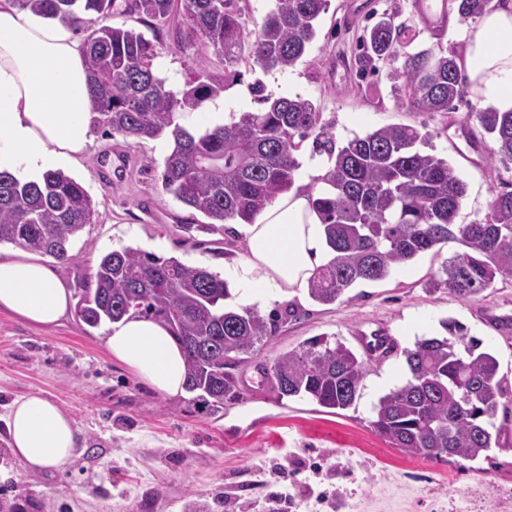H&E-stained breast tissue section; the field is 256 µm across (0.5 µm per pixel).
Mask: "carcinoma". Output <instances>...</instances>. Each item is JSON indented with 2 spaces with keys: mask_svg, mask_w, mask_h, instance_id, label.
I'll list each match as a JSON object with an SVG mask.
<instances>
[{
  "mask_svg": "<svg viewBox=\"0 0 512 512\" xmlns=\"http://www.w3.org/2000/svg\"><path fill=\"white\" fill-rule=\"evenodd\" d=\"M44 18H60L84 32L89 76L87 109L95 128L137 144L170 137L162 188L202 213L219 230L245 224L295 185L298 152L312 140V155L324 159L320 187L310 192L321 217L331 260L310 280L308 296L328 305L342 300L358 282L391 275L441 244L456 242L464 251L449 257L426 283L470 301L499 278H512V191L495 194L488 212L468 224L457 223L467 184L448 161L425 150L429 133L411 125L382 126L339 143L309 99L275 97L259 80L251 84L263 108L241 112L233 121L190 131L186 114L216 99L239 82L241 60L264 71H285L305 54L328 11V0H274L255 28L247 27L239 0H14ZM459 21L467 23L492 10L493 0H454ZM179 14L174 45L200 59L208 49L224 58V74L197 70L175 89L159 69L160 27ZM114 15L137 16L152 37L135 28L106 23ZM421 31L392 15L363 31L358 64L362 74L378 63L403 59L386 78L396 104L430 114L455 109L467 93L460 52L441 44L416 50ZM495 147L485 167L512 170V112L479 109L469 113ZM96 204L73 177L48 172L41 180L20 182L0 171V244L54 257L71 258L74 239L98 221ZM231 298L223 279L175 257L163 258L125 247L102 255L91 279L81 282L79 317L96 326L126 316L163 322L183 350L185 389L215 404L242 399L235 370L260 354L280 323L298 314L291 304L264 317L250 307L225 304ZM446 336L422 337L403 350L409 375L380 397L370 421L390 447L423 459L443 456L473 461L489 452L512 449L502 443L504 427L494 418L508 397L499 363L467 336L455 319L442 322ZM367 359L341 340L321 335L279 353L267 371L275 398L299 397L327 409L355 404Z\"/></svg>",
  "mask_w": 512,
  "mask_h": 512,
  "instance_id": "cac0c4a2",
  "label": "carcinoma"
}]
</instances>
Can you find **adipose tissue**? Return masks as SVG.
<instances>
[{
  "mask_svg": "<svg viewBox=\"0 0 512 512\" xmlns=\"http://www.w3.org/2000/svg\"><path fill=\"white\" fill-rule=\"evenodd\" d=\"M462 40L460 68L478 104L512 112V0L463 28ZM88 92L83 50L71 27L0 0V170L27 182L79 167L95 139ZM244 233L246 255L226 277L249 302L308 286L331 258L304 189L279 196ZM72 307L69 289L41 257L23 248L0 253V310L51 327ZM106 346L158 391L183 393L184 358L164 324L140 318L110 324ZM6 430L10 453L32 470L65 466L80 446L74 419L38 394L11 403Z\"/></svg>",
  "mask_w": 512,
  "mask_h": 512,
  "instance_id": "1",
  "label": "adipose tissue"
}]
</instances>
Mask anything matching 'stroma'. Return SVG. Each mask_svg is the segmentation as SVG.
<instances>
[{
	"label": "stroma",
	"instance_id": "1",
	"mask_svg": "<svg viewBox=\"0 0 512 512\" xmlns=\"http://www.w3.org/2000/svg\"><path fill=\"white\" fill-rule=\"evenodd\" d=\"M413 0H330L317 36L287 71L265 72L240 63L244 81L224 95V116L258 110L249 85L262 81L273 96L313 101L337 141L389 125L430 132L431 151L448 160L468 190L459 220L483 217L497 188L483 159L490 137L470 143L476 107L466 96L451 112L430 115L399 109L382 73L357 74L356 40L382 14L412 16ZM166 139L133 144L122 136L96 134L73 176L98 205L99 221L73 242L67 262L52 266L70 292L91 274L98 258L127 246L176 257L220 274L245 255L238 223L223 231H198L204 216L165 193L157 173L145 172L151 157L163 161ZM192 232H183V225ZM438 245L379 282L355 285L333 305L307 293L254 303L261 315L298 306L273 340L238 368L243 399L214 407L197 394L158 393L111 357L105 325L69 315L51 328L32 326L0 310V512H512V454L496 466L458 457L420 459L403 455L373 432V406L403 382L402 349L421 337L441 334V320L454 318L481 339L512 382V332L490 326L487 313L512 316V278L497 280L463 303L425 284L458 251ZM391 336L399 350L368 363L361 395L338 411L299 398L276 400L264 379L273 358L306 340L335 334L355 351L365 336ZM39 394L74 419L85 450L73 462L31 472L7 446L5 418L11 401Z\"/></svg>",
	"mask_w": 512,
	"mask_h": 512
}]
</instances>
